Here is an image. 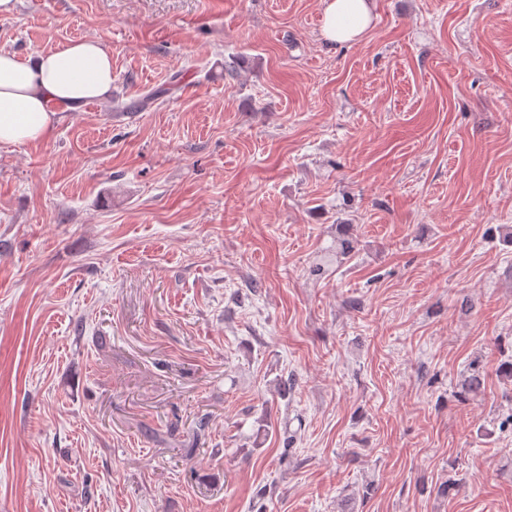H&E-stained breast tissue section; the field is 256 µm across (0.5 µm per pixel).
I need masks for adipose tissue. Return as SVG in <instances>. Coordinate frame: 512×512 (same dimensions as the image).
I'll return each instance as SVG.
<instances>
[{
    "mask_svg": "<svg viewBox=\"0 0 512 512\" xmlns=\"http://www.w3.org/2000/svg\"><path fill=\"white\" fill-rule=\"evenodd\" d=\"M322 34L353 42L373 20L372 0H323ZM112 94V52L97 39H82L19 58L0 49V144L46 139L56 126V106L77 107Z\"/></svg>",
    "mask_w": 512,
    "mask_h": 512,
    "instance_id": "obj_1",
    "label": "adipose tissue"
}]
</instances>
